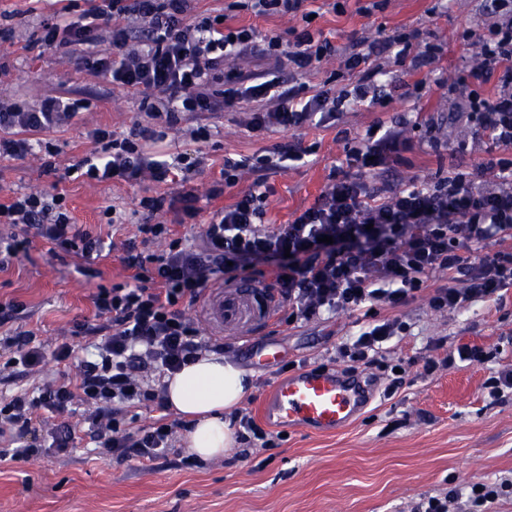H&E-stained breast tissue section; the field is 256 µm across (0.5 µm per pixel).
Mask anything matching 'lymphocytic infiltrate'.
Segmentation results:
<instances>
[{
  "instance_id": "obj_1",
  "label": "lymphocytic infiltrate",
  "mask_w": 512,
  "mask_h": 512,
  "mask_svg": "<svg viewBox=\"0 0 512 512\" xmlns=\"http://www.w3.org/2000/svg\"><path fill=\"white\" fill-rule=\"evenodd\" d=\"M193 2L112 0L107 11L93 5L78 20L44 22L42 41L49 47H90L98 31L108 30L109 46L96 52L91 67L109 82L142 94L140 109L150 120L120 140L108 128L91 130L93 150L72 167L85 181L130 183L147 176L165 182L169 169L150 151L164 139L155 125L175 124L183 112L244 107L251 114V131L267 132L338 120L347 101L375 102L379 70L371 65L376 45L368 39H357L346 60L355 74L349 96L312 91L303 83L287 87L278 74L283 65L304 75L334 54L322 31L306 25L289 40L262 37L250 26H226L221 14L198 18ZM498 8L495 22L467 32L475 53L451 85L467 129L495 151L485 165L488 179L455 171L400 190L369 184L405 143L404 126L397 123L366 131L361 145L347 152L349 172L330 175L314 204L285 224L263 221V175L286 170L289 162L312 154L313 146L288 144L225 158L209 198L223 196L246 170L257 172L255 186L217 210L191 245L157 219L166 209L195 219L199 197L191 189L142 197L137 237L120 245L104 243L74 223L62 196L17 192L0 202V224L8 228L0 240V266L37 238L52 252L88 263L120 252L129 273L128 283L100 287L94 295L96 323L76 324L75 335L94 337L95 343L75 377L0 401V438L23 437L39 412L60 415L76 406L102 460L149 466L167 458L185 423L171 418L164 388L151 385L148 375L173 374L205 353H223V342L202 336L185 308L204 299L208 289L229 288L241 279L258 282L273 303L271 316L290 325L358 314L361 328L338 347L336 359L368 369L385 368V343L406 331L404 322L383 317V310L405 306L425 292L430 308L443 312L512 288V0H498ZM136 30L145 37L133 48L129 40ZM258 39L264 42L265 68L236 71L235 62ZM489 82L496 93L486 97L479 87ZM79 108V102L56 96L28 108H0V157L26 156L27 132L52 130ZM476 245L486 253L474 259L470 253ZM442 274L447 283L436 284ZM459 279L464 287H456ZM72 353L69 343L49 351L34 332L18 331L0 336V371L34 373L46 357L63 363ZM460 355L479 365L492 359L481 348L461 345L455 353L425 358L423 375L448 368ZM485 387L494 400L512 391V367L491 366ZM140 406L151 408L155 417L136 427L127 410Z\"/></svg>"
}]
</instances>
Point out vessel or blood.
Segmentation results:
<instances>
[{"label": "vessel or blood", "mask_w": 512, "mask_h": 512, "mask_svg": "<svg viewBox=\"0 0 512 512\" xmlns=\"http://www.w3.org/2000/svg\"><path fill=\"white\" fill-rule=\"evenodd\" d=\"M224 292L212 291L206 316L212 328L224 327ZM371 400V390L341 371L309 368L279 380L263 397L264 420L279 427L331 434L351 423Z\"/></svg>", "instance_id": "1"}]
</instances>
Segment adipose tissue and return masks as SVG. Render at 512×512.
<instances>
[{"label":"adipose tissue","mask_w":512,"mask_h":512,"mask_svg":"<svg viewBox=\"0 0 512 512\" xmlns=\"http://www.w3.org/2000/svg\"><path fill=\"white\" fill-rule=\"evenodd\" d=\"M170 406L194 427L187 448L203 459L223 456L234 444V430L225 411L234 408L248 387L245 371L224 356L208 353L164 379Z\"/></svg>","instance_id":"adipose-tissue-1"}]
</instances>
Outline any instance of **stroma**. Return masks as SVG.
<instances>
[{
  "instance_id": "1",
  "label": "stroma",
  "mask_w": 512,
  "mask_h": 512,
  "mask_svg": "<svg viewBox=\"0 0 512 512\" xmlns=\"http://www.w3.org/2000/svg\"><path fill=\"white\" fill-rule=\"evenodd\" d=\"M70 0H0L1 21L11 29L0 39V103L33 105L47 96L83 101L72 121L50 132H32L31 152L21 159H0V202L17 192L62 194L75 223L92 229L106 223V210L125 215L138 209L145 196L176 191L177 183H88L67 176V169L92 150L88 131L108 126L117 137L127 136L139 119V101L125 88L98 77L83 53L41 44V24ZM237 0H199L198 16L228 14L232 25L255 26L261 34H286L301 27L300 18L274 14L255 17L237 7ZM488 0H383L382 9L360 13L359 0H346L334 13L326 0H313V28L323 32L336 55L305 82L333 90L346 83L343 61L353 39L378 34L420 31L421 43L441 46L438 68L454 77L470 50L466 31L493 23ZM381 68L377 84L382 103L351 107L333 126H305L264 134L248 132L247 112L180 115L157 144L165 160L178 154L202 153L205 163L192 174L200 212L193 223L178 224L173 212L161 221L177 224L178 234L196 236L218 208L233 203L238 191L255 181L243 174L237 188L211 200L208 189L228 156L250 155L277 144L302 142L316 151L287 171L271 175L264 220L285 224L296 210L312 205L330 175L346 168V155L356 139L377 122H406L408 143L386 175L390 188L409 182L430 183L451 171L479 172L489 157V144L473 138L463 123L451 120L459 101L434 86L422 97L410 96L407 84L418 80L410 60L389 51L375 59ZM210 128L206 141L191 140L189 131ZM52 169H45V161ZM117 256L97 261L92 271L70 259L53 256L48 245L34 242L29 252L0 270V303L17 300L26 309L9 329L34 331L48 345L66 339L73 359L62 366L47 362L42 375L0 381V400L32 388L43 377L75 373L91 348L86 338L69 336L73 322L94 321L92 296L99 286L126 282ZM407 332L387 345L393 358L409 360L406 383L392 398L376 395L372 404L349 426L329 435L297 428L288 430L275 448L235 443L224 456L200 462L192 469L118 464L97 459L84 433H76L75 449L26 461L0 457V512H411L426 496L446 494L478 481L512 478V394L488 398L485 366L461 363L430 377L421 376V357L432 343L444 339L447 350L462 344L491 351L496 363L512 365V288L501 300L476 302L460 309L436 312L426 295L397 309ZM355 316L340 313L300 327L265 317L260 295L238 324L226 327L225 358L251 378L253 386L242 407L259 413L263 395L285 378L286 363L312 368L330 364L340 343L356 334ZM276 344L280 364L263 366L247 354L248 346Z\"/></svg>"
}]
</instances>
